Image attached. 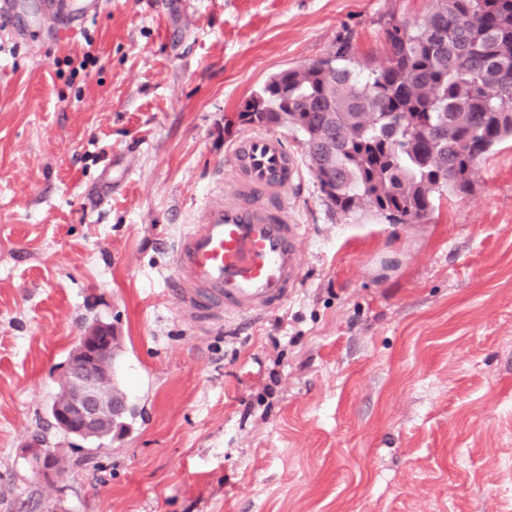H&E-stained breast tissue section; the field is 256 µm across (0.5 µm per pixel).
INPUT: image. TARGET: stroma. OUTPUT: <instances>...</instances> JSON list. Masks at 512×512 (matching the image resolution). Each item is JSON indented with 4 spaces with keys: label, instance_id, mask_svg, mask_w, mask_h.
Listing matches in <instances>:
<instances>
[{
    "label": "stroma",
    "instance_id": "stroma-1",
    "mask_svg": "<svg viewBox=\"0 0 512 512\" xmlns=\"http://www.w3.org/2000/svg\"><path fill=\"white\" fill-rule=\"evenodd\" d=\"M434 0H102L0 27V512H512V140L429 222L327 206L302 137L301 281L261 319L182 316L174 247L230 197L241 105ZM111 323L142 410L102 449L48 405ZM64 449L38 475L26 444Z\"/></svg>",
    "mask_w": 512,
    "mask_h": 512
}]
</instances>
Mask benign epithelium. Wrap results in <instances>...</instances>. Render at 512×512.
Segmentation results:
<instances>
[{"label": "benign epithelium", "mask_w": 512, "mask_h": 512, "mask_svg": "<svg viewBox=\"0 0 512 512\" xmlns=\"http://www.w3.org/2000/svg\"><path fill=\"white\" fill-rule=\"evenodd\" d=\"M317 144L312 153L314 170L325 183L334 186L340 176L330 163L332 139L326 134ZM117 343L112 324L101 320L93 321L79 336L51 407L55 424L67 433L89 439L97 435L102 422L126 410V401L105 390L101 381V370L110 362ZM29 452L42 473L61 475L54 454L43 448H31Z\"/></svg>", "instance_id": "1"}]
</instances>
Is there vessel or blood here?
<instances>
[{"mask_svg": "<svg viewBox=\"0 0 512 512\" xmlns=\"http://www.w3.org/2000/svg\"><path fill=\"white\" fill-rule=\"evenodd\" d=\"M97 5V0H0V21L13 22L29 9L73 27L94 15ZM225 168L234 201L210 204L174 254L170 292L185 314L200 322L275 311L300 280V227L286 196L299 170L282 139L262 132L242 135L228 150Z\"/></svg>", "mask_w": 512, "mask_h": 512, "instance_id": "vessel-or-blood-1", "label": "vessel or blood"}]
</instances>
